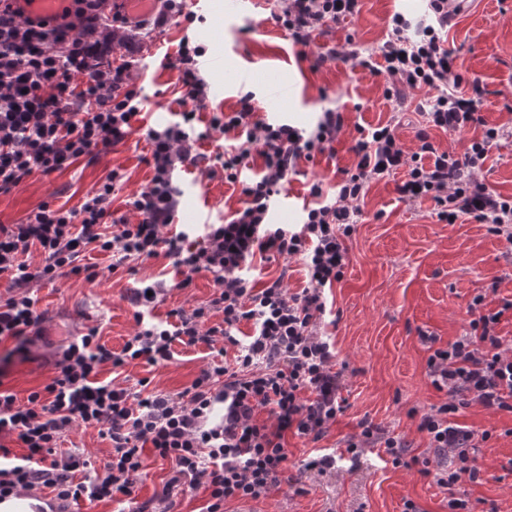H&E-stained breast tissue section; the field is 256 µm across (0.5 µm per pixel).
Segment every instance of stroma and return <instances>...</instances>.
Returning a JSON list of instances; mask_svg holds the SVG:
<instances>
[{"label":"stroma","instance_id":"stroma-1","mask_svg":"<svg viewBox=\"0 0 512 512\" xmlns=\"http://www.w3.org/2000/svg\"><path fill=\"white\" fill-rule=\"evenodd\" d=\"M224 2L190 0L197 15L191 27L171 23L160 32L144 30L131 47H116V56L139 61L132 76L149 100L139 125L163 126L179 112L178 73L165 61L186 35L206 47L202 73L210 85L211 105L230 112L249 93L259 117L307 129L315 126L323 110L338 109L346 116L345 129L331 151L300 160L296 175L270 211L271 223H302L313 183H321L325 196H333L343 171L354 165L351 147L358 129L396 123L406 153L417 151L423 119L415 107L426 101V92L407 91L409 109L398 116L384 97V76L352 61L336 60L316 69L311 59L350 40L363 54L374 53L386 39L390 15L400 13L415 21L426 14V4L363 0L359 15L315 32L309 57L303 60L287 31L271 18L275 0H252L242 14L225 13ZM448 45L457 55L458 73L483 81L488 104L481 115L486 125L512 127V0H473L471 10L449 27ZM145 147L136 133L98 159H83L65 171L28 178L10 193L0 194V224L18 223L51 199L70 208L78 206L117 167L127 181L116 190L113 207L124 210L128 195L143 188L151 176L140 161ZM479 178L491 191L512 196V136L493 146ZM179 180L183 194L174 230L188 224L222 223L240 206L239 187L222 177L211 179L196 170L180 174ZM401 180L397 174L369 181L358 203L361 216L348 242L343 278L328 290L326 314L319 325L336 346L345 411L320 440L289 437L282 481L257 501L263 512H402L409 499L422 512H448L447 489L417 469L393 467L379 448L367 449L355 466L338 460L331 473L304 468L307 459L323 450L342 449L348 438L359 434L364 421L403 437L410 455L431 456L428 437L417 428L418 416L443 403L445 395L426 377L429 351L419 339L420 331L448 343L461 334L475 295L485 294L493 311L512 299V245L487 225L465 217L453 224L437 221L432 200L402 201L397 191ZM85 262L98 272L94 281L73 277L33 284L41 333L25 353L13 354L12 342L0 344V388L18 399L49 383L55 375L54 353L90 330H97L101 344L120 350L137 329L129 301L132 288L147 278L176 277L164 257L134 262L130 273L110 271L108 253H87ZM213 292V276H198L190 287L169 291L145 319L168 321L171 311L206 302ZM223 347L220 338L210 347L177 344L167 366L135 360L116 376L106 364L98 378L114 379L125 387L145 378L150 390L174 394L190 386L202 368L221 362ZM456 421L492 434L478 457L485 480L461 482L460 493L477 512H512V414H494L474 405L458 414Z\"/></svg>","mask_w":512,"mask_h":512}]
</instances>
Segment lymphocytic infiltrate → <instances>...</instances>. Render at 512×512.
I'll list each match as a JSON object with an SVG mask.
<instances>
[{
    "label": "lymphocytic infiltrate",
    "instance_id": "1",
    "mask_svg": "<svg viewBox=\"0 0 512 512\" xmlns=\"http://www.w3.org/2000/svg\"><path fill=\"white\" fill-rule=\"evenodd\" d=\"M102 2L71 0L50 22L22 17L10 0H0V194L32 175L47 176L80 158L109 152L131 134L142 111V90L131 77L132 61L111 58L113 33L129 30L131 22L118 12L105 15ZM360 2L279 0L273 17L305 48L327 22L359 13ZM428 9V18L416 23L399 13L389 19L380 63L355 46L342 53L370 71H384L389 81L384 94L394 109L402 108L406 90L430 92L417 152L404 151L391 125L359 129L353 173L337 184L330 200L320 186H312L313 202L305 206L302 224L269 223L270 207L300 159L331 148L344 129L343 113L324 110L309 132L256 118L247 94L239 110H211L210 119L201 121L209 102L199 67L205 50L187 36L166 62L179 72L183 110L177 121L144 130L149 151L142 161L152 176L127 201L137 222L112 210V195L123 179L114 169L79 207L47 201L20 223L0 224V276H9L15 290L0 300V342H26L38 326L31 283L78 275L94 280L96 271L84 262L91 251L111 254L116 268L130 259L166 256L182 288L202 272L213 274L215 282L205 304L176 311L174 327L139 322L118 351L88 333L62 352L51 383L26 401L0 391V501L20 488L50 490V512H64L80 500L129 499L149 452L168 461L172 475L160 494L137 504L134 512H174L175 493L201 486L209 492L202 512H224L226 503L256 500L278 486L288 461V436L319 439L344 411L336 353L316 327L326 312V289L344 274L346 241L359 214L356 203L370 179L404 171L397 187L401 199H431L438 220L452 224L466 215L512 244V197L490 191L475 176L505 130L483 123L482 80L463 79L454 70L447 45L448 0H429ZM476 125L481 136L459 156L438 151L430 139L433 128L461 132ZM234 131L239 144L202 165L195 144ZM253 154L261 160L259 171L242 179L241 166ZM198 165L207 177L220 172L225 182L240 185L242 205L224 223L203 225L201 232L165 235L182 195L176 172ZM34 247L43 256L37 265L26 260ZM297 256L306 277L299 292H290L282 279L264 283L255 274L256 262ZM485 300L482 294L472 298L463 334L427 359L426 376L446 400L421 414L418 428L439 459L435 480L449 491L448 512H472L455 489L465 480L482 481L478 454L490 438L489 431L460 426L455 415L474 404L512 413V337L497 330L512 300L499 312L486 310ZM217 312L224 316L219 329L208 324ZM244 321L252 323L253 332L242 340L235 330ZM218 335L233 349L232 359L202 369L181 392H149L144 379L133 391L98 378L106 364L116 370L138 359L167 365L174 344H209ZM77 426L96 430L112 445L101 473L88 483L74 479L89 468L88 459L56 452L60 439ZM11 436L23 444L24 455L13 456L4 445ZM378 443L393 466H407V442L368 423L348 440L345 452L355 463L365 448Z\"/></svg>",
    "mask_w": 512,
    "mask_h": 512
}]
</instances>
